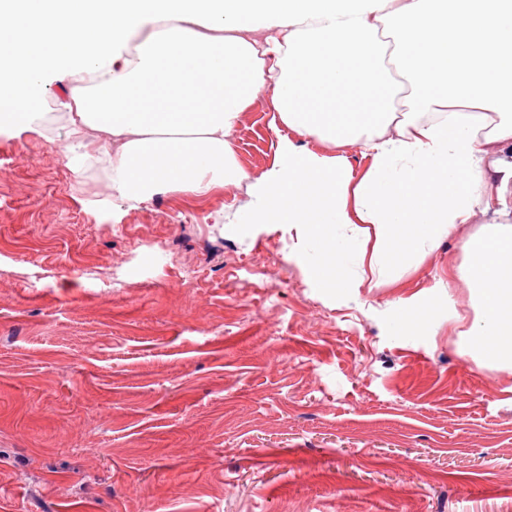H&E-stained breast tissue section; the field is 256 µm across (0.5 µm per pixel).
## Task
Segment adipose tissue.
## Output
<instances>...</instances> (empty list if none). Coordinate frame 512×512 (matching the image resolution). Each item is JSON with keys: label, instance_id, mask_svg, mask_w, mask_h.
I'll use <instances>...</instances> for the list:
<instances>
[{"label": "adipose tissue", "instance_id": "ef3b65f1", "mask_svg": "<svg viewBox=\"0 0 512 512\" xmlns=\"http://www.w3.org/2000/svg\"><path fill=\"white\" fill-rule=\"evenodd\" d=\"M55 82L67 166L103 167L97 208L130 210L246 182L225 133L271 87L276 119L335 152L281 139L236 223L318 241L312 263L332 285L352 262L393 280L399 231L412 255L461 233L457 277L479 315L459 336L512 372V0H0V137L45 135ZM358 142L370 165L357 179L340 150ZM469 224L479 232L463 234ZM378 39L381 43L386 47L387 53L385 58L386 67L389 70L391 77L397 82L400 87L401 93L399 97H402L401 94L406 92L409 86V82L407 79L401 75L395 64V48H396V36L394 32L389 28H380L377 35ZM406 82L407 85L404 83Z\"/></svg>", "mask_w": 512, "mask_h": 512}]
</instances>
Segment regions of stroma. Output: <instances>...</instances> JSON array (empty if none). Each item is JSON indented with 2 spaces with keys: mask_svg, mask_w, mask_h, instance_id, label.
Segmentation results:
<instances>
[{
  "mask_svg": "<svg viewBox=\"0 0 512 512\" xmlns=\"http://www.w3.org/2000/svg\"><path fill=\"white\" fill-rule=\"evenodd\" d=\"M270 96L226 134L253 181ZM64 135L0 137V512H512V373L448 318L476 316L460 235L328 288L315 242L235 223L243 184L89 209Z\"/></svg>",
  "mask_w": 512,
  "mask_h": 512,
  "instance_id": "35a3bbf8",
  "label": "stroma"
}]
</instances>
